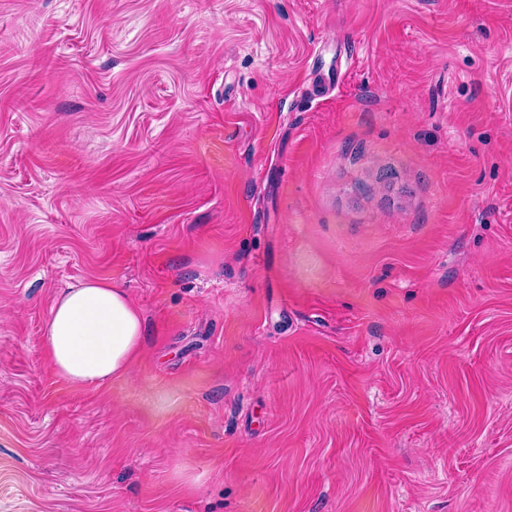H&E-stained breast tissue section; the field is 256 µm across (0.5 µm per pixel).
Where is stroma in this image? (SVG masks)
Wrapping results in <instances>:
<instances>
[{
  "mask_svg": "<svg viewBox=\"0 0 512 512\" xmlns=\"http://www.w3.org/2000/svg\"><path fill=\"white\" fill-rule=\"evenodd\" d=\"M0 512H512V0H0ZM144 320L122 288L89 279L59 294L45 326L55 373L84 387L127 374L143 348Z\"/></svg>",
  "mask_w": 512,
  "mask_h": 512,
  "instance_id": "stroma-1",
  "label": "stroma"
}]
</instances>
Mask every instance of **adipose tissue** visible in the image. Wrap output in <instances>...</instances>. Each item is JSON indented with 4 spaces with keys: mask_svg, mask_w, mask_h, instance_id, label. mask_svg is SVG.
Instances as JSON below:
<instances>
[{
    "mask_svg": "<svg viewBox=\"0 0 512 512\" xmlns=\"http://www.w3.org/2000/svg\"><path fill=\"white\" fill-rule=\"evenodd\" d=\"M144 320L123 289L89 279L59 294L45 326L55 373L69 385H98L127 374L143 347Z\"/></svg>",
    "mask_w": 512,
    "mask_h": 512,
    "instance_id": "adipose-tissue-1",
    "label": "adipose tissue"
}]
</instances>
